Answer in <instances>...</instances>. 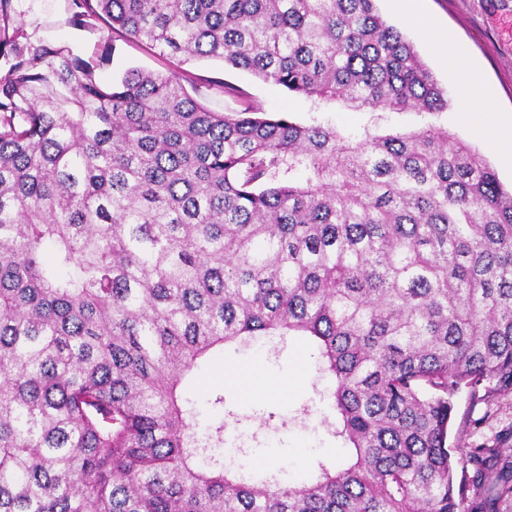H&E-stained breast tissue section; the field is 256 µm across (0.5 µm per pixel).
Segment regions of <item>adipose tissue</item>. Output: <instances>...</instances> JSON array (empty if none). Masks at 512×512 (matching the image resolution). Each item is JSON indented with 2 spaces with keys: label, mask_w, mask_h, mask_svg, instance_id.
I'll use <instances>...</instances> for the list:
<instances>
[{
  "label": "adipose tissue",
  "mask_w": 512,
  "mask_h": 512,
  "mask_svg": "<svg viewBox=\"0 0 512 512\" xmlns=\"http://www.w3.org/2000/svg\"><path fill=\"white\" fill-rule=\"evenodd\" d=\"M400 2L405 7L408 22L417 27L427 39L437 41L443 58L447 59L450 66L459 69L457 99L462 113L483 115L487 97L475 79L467 50L452 40L438 39L433 26L423 17L418 0Z\"/></svg>",
  "instance_id": "1"
}]
</instances>
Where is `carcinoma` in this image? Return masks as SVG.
I'll use <instances>...</instances> for the list:
<instances>
[{
    "instance_id": "cac0c4a2",
    "label": "carcinoma",
    "mask_w": 512,
    "mask_h": 512,
    "mask_svg": "<svg viewBox=\"0 0 512 512\" xmlns=\"http://www.w3.org/2000/svg\"><path fill=\"white\" fill-rule=\"evenodd\" d=\"M0 0V512H498L512 455L453 397L512 393V193L428 127L357 138L213 112L182 73L28 34ZM67 23L220 59L313 106L443 112L376 0H68ZM349 455L307 481L224 464L186 390L292 334Z\"/></svg>"
}]
</instances>
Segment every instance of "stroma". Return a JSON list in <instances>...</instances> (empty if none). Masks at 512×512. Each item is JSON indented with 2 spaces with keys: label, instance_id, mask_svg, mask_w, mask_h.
<instances>
[{
  "label": "stroma",
  "instance_id": "obj_1",
  "mask_svg": "<svg viewBox=\"0 0 512 512\" xmlns=\"http://www.w3.org/2000/svg\"><path fill=\"white\" fill-rule=\"evenodd\" d=\"M67 0H21L20 22L37 37L65 44L84 58H97L111 33L104 20L91 27L76 29L67 24ZM377 7L389 24L409 38L422 62L439 83L455 91L457 77L449 71L430 41L425 40L407 21L396 0H377ZM429 20L444 34L466 47L482 65L481 78L489 87L491 108L512 119V0H425ZM147 72L173 70L188 73L203 85V101L215 112L240 110L239 101L224 95L220 85L227 82L243 89L261 111L289 115L298 123L331 124L353 135L364 132L412 131L430 125L479 149L496 171L504 189L512 188V168L506 167L498 153L478 134L471 123L461 118L457 106L434 114L412 110L403 112H355L336 103L312 109L304 100L289 96L282 88L263 82L241 69L209 58L179 62L178 59L146 47L116 42L109 63L96 70L97 79L111 83L126 68ZM318 373L313 358L297 340L288 341L279 356L257 357L252 350H225L200 365L195 387L189 396L201 426L229 419L224 439L247 449L246 461L255 474L271 466H283L300 478L316 470L318 462L333 463L341 457L342 442L312 415L304 425L292 424L303 406L315 401L311 388ZM223 404H216V396ZM456 425L463 431L466 446L497 445L512 449V393L491 398L471 396L460 390L455 398ZM270 426H262V418Z\"/></svg>",
  "mask_w": 512,
  "mask_h": 512
}]
</instances>
